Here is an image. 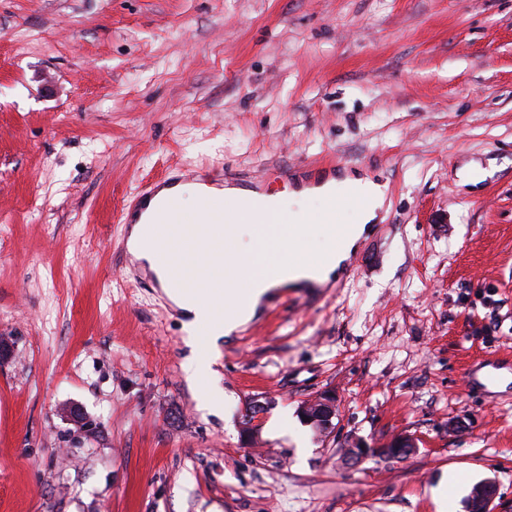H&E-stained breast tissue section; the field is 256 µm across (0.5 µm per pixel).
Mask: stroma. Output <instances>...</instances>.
Listing matches in <instances>:
<instances>
[{
	"instance_id": "1",
	"label": "stroma",
	"mask_w": 512,
	"mask_h": 512,
	"mask_svg": "<svg viewBox=\"0 0 512 512\" xmlns=\"http://www.w3.org/2000/svg\"><path fill=\"white\" fill-rule=\"evenodd\" d=\"M331 160L388 185L349 281L258 308L188 382L123 207ZM1 338L0 512H464L484 479L512 512V384L463 380L512 356V0H0ZM400 434L408 460L344 465ZM335 399L333 394L325 393L314 400L302 403L299 413L306 422L325 425L330 429L336 414Z\"/></svg>"
}]
</instances>
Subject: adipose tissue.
<instances>
[{"label":"adipose tissue","mask_w":512,"mask_h":512,"mask_svg":"<svg viewBox=\"0 0 512 512\" xmlns=\"http://www.w3.org/2000/svg\"><path fill=\"white\" fill-rule=\"evenodd\" d=\"M233 209L225 218L224 241L216 245L189 242L159 269L160 279H171L179 288L173 298L184 311L182 330L194 352L191 380L211 372L219 341L247 323L272 290L299 287L304 282L326 283L357 248L367 224L383 209L387 186L365 174L345 175L289 194H256L235 188L224 191ZM271 209L267 234H258L252 209L256 201ZM354 206L355 222L334 225L342 205ZM331 227L319 259H308L304 246L308 234L318 227ZM224 262V286L215 293H202L193 283L203 277L201 258Z\"/></svg>","instance_id":"obj_1"}]
</instances>
